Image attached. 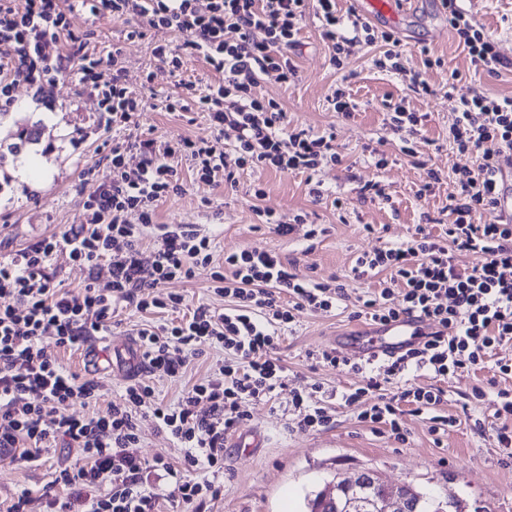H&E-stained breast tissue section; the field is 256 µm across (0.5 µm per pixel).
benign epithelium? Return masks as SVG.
<instances>
[{
    "label": "benign epithelium",
    "instance_id": "1",
    "mask_svg": "<svg viewBox=\"0 0 512 512\" xmlns=\"http://www.w3.org/2000/svg\"><path fill=\"white\" fill-rule=\"evenodd\" d=\"M424 494L412 486L390 488L371 468L320 492L319 501L340 512H410Z\"/></svg>",
    "mask_w": 512,
    "mask_h": 512
}]
</instances>
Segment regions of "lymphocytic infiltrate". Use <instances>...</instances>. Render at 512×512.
I'll return each mask as SVG.
<instances>
[{
  "label": "lymphocytic infiltrate",
  "mask_w": 512,
  "mask_h": 512,
  "mask_svg": "<svg viewBox=\"0 0 512 512\" xmlns=\"http://www.w3.org/2000/svg\"><path fill=\"white\" fill-rule=\"evenodd\" d=\"M98 18L142 19L161 32H188L191 40L176 46L161 40L154 58L180 71L186 55L202 56L217 73L205 85L187 82V99L165 98L169 112L192 101L216 131L214 140L187 138L157 141L134 138L112 145L105 161L110 170L83 202L85 222L35 242L0 261V460L36 462L55 447L82 448L80 463L58 465L44 491L46 512H159V495L150 491L151 471L162 458L141 457L136 415L150 410L173 441L184 448V471H170L171 498L205 503L219 489L210 474L224 470V438L245 418L243 402L270 403L284 386L286 367L276 349L282 331L306 311L329 312L348 301L347 282L383 275L379 290L358 297L354 317L383 325L417 317L437 326L424 344L392 359L354 363L334 350L312 353L314 363L344 367L360 375L358 387L338 402L315 393L293 392L291 405L304 430H326L336 422L337 406H352L366 395L373 402L357 419L371 432H388L397 442L408 439L404 409L428 415L432 434L454 425L442 414V388L419 386L412 375L427 371L447 378L463 365L494 360L501 378L512 377V362L494 359V350L512 343V223L499 216L505 193L502 162L512 156V96L491 97L471 91L449 95L457 114L452 138L458 150L475 156L476 167L457 170L448 197L452 217L444 234L417 227L408 241L382 242L359 255L349 279L316 282L299 277L278 255L243 250L225 256L212 276V290L227 298L218 310L197 306L174 325L148 326L136 332L141 377L129 384L107 414L75 416L67 404L84 406L101 397L99 381L67 371L59 349L78 348L109 335L121 305L139 311L177 310L178 294L160 298L157 290L171 281L192 278L198 265L211 264L214 240L197 229L156 223L155 204L179 191L176 160L187 157L197 181L235 184L238 170L262 167L279 173H313L341 163L334 133L316 134L289 126L280 104L262 100V79L294 80L292 55L299 22L314 10L333 53L331 65L355 43L373 44L375 35L361 17L339 16L336 0H73ZM448 25L470 61L473 76L511 69L495 41L460 0H442ZM68 13L57 0H0V102L11 103L16 85L44 93L56 77L75 76L96 91L98 109L113 124L132 122L142 101L130 89L119 66L120 49L100 59L83 45L64 50ZM113 65L102 78L103 62ZM236 133L232 153L220 138L224 128ZM136 213V223L127 214ZM481 255L479 266L459 269L449 246ZM65 255L88 271L83 292L74 294L56 280L54 261ZM107 265L110 279L98 285L97 270ZM224 353L218 375L193 384L174 404L155 402L149 379L182 377L205 350ZM472 399L490 400L498 420L499 447L512 448V390L493 394L476 387Z\"/></svg>",
  "instance_id": "f902f5d3"
}]
</instances>
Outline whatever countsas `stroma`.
<instances>
[{
	"instance_id": "obj_1",
	"label": "stroma",
	"mask_w": 512,
	"mask_h": 512,
	"mask_svg": "<svg viewBox=\"0 0 512 512\" xmlns=\"http://www.w3.org/2000/svg\"><path fill=\"white\" fill-rule=\"evenodd\" d=\"M462 6L484 26L501 54L512 60V0H463ZM133 27L130 21L95 20L80 11L70 16L73 36L86 42L88 52L103 57L112 47L121 48L127 82L143 100V110L130 126L113 129L109 114L97 111L95 100L70 78L57 81L46 97L19 85L8 112L0 113V256L84 223L82 202L97 183L84 179L82 171L96 164L100 175H107L101 161L113 141L135 136L160 141L214 138L203 113L168 112L159 103L164 96L183 94L184 82L210 83L216 73L197 55L186 56L182 70L170 73L152 56L156 33L149 30L132 39L128 33ZM373 30L399 41L406 51L405 67L423 73L437 86V94L407 91L401 76L375 68V55L386 49L382 42L354 44L341 66H331L332 48L314 15L306 14L295 57L297 78L287 84L261 81L257 94L280 103L292 126L316 132L333 130L342 164L321 168L311 177L303 172L247 168L239 171L236 188L227 189L196 182L185 160L178 167L182 190L159 202L157 223L189 224L213 236L220 257L244 249L276 253L300 276L317 281L348 277L356 256L373 250L380 239L407 241L420 224L442 233L448 222L454 171L476 164L471 155L458 153L449 139L454 114L441 91L449 70H466L468 60L448 26L441 0H417L412 15L401 23H381ZM429 58L434 61L430 67L425 64ZM339 87L346 88L358 104L348 120L328 102ZM403 97L408 98L411 110L427 116L421 131L411 137L413 152L409 155L401 152L399 140L392 135L386 109L387 103ZM31 127L38 128V139H19V132ZM378 155L387 160L380 168L374 163ZM427 159L440 169L441 181L423 196L419 193L425 178L421 163ZM312 180L319 182L321 198L310 196ZM370 182L383 190L384 199L374 201L361 195V187ZM258 187L264 190L259 198L254 195ZM261 208L288 217L303 212L307 221L291 235L281 236L262 223L257 215ZM311 224L326 229L313 245L306 240ZM212 271V266H197L190 281L171 282L165 290L183 296L186 313L202 303L223 308V297L211 289ZM171 319V313L164 310L120 308L111 335L99 340L98 346L113 350L133 342L143 325L157 326ZM364 325V320L351 318L349 310L342 308L302 313L282 335L276 351L286 366L284 391L273 404H244L248 417L235 428L239 434L256 431L262 438L261 447L237 448L232 440H225L224 472L214 478L220 492L199 510L168 498L164 471L150 473L147 486L160 494L162 512H306L308 495L334 477L351 476L362 467L377 470L391 485L409 483L440 499L455 497L461 512H512V458L496 442L497 421L491 406L486 401L464 400L476 386L493 382L500 388L512 387V378L496 379L492 368H464L441 381L448 398L445 411L459 416L466 406L471 418L449 428L439 441L425 416L410 413L403 416L406 443L385 433H371L357 420L373 401L369 395L354 406L337 407L333 428L301 430L290 403L291 391L306 392L317 383L323 392L338 394L360 383L359 375L336 367H311L308 352L329 347L336 333ZM223 363V352L207 351L191 362L184 377H153L155 395L165 403H176L188 386L218 374ZM477 419L484 424L479 432L473 428ZM137 423L138 453L148 459L162 457L172 468L182 469L184 451L176 447L163 425L148 413L138 415ZM82 458L81 449L53 448L37 466L21 460L0 461V512H6L24 492L29 495L28 512H44L42 489L57 462L75 463Z\"/></svg>"
}]
</instances>
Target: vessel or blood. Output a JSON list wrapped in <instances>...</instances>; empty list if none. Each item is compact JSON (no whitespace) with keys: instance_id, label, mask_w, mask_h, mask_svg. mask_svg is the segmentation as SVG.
I'll use <instances>...</instances> for the list:
<instances>
[{"instance_id":"b4317fda","label":"vessel or blood","mask_w":512,"mask_h":512,"mask_svg":"<svg viewBox=\"0 0 512 512\" xmlns=\"http://www.w3.org/2000/svg\"><path fill=\"white\" fill-rule=\"evenodd\" d=\"M411 0H357L358 10L369 20L395 22L409 9ZM433 328L415 318H402L369 332L336 335L333 348L349 359L391 358L431 336Z\"/></svg>"}]
</instances>
